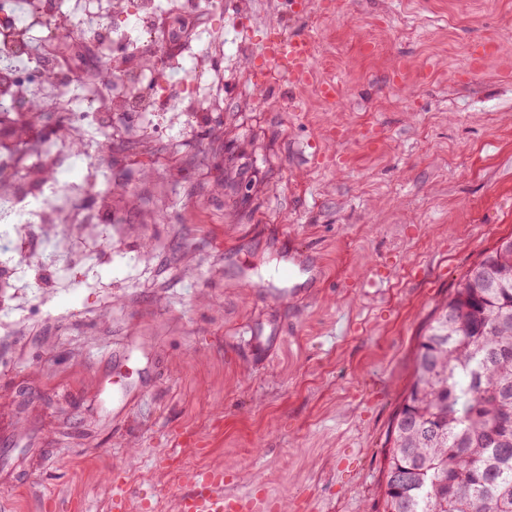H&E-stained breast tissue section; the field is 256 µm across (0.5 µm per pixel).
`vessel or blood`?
I'll return each mask as SVG.
<instances>
[{
  "mask_svg": "<svg viewBox=\"0 0 512 512\" xmlns=\"http://www.w3.org/2000/svg\"><path fill=\"white\" fill-rule=\"evenodd\" d=\"M315 38L309 33L283 34L277 25H270L268 36L247 56L246 72L255 87H264L266 71L284 72L293 87H303L313 74L311 59ZM224 474L216 470L192 473L190 489L181 493L179 512H275L277 505L263 492L230 497L224 493ZM108 491L115 512H127L132 497L130 486L121 471H114Z\"/></svg>",
  "mask_w": 512,
  "mask_h": 512,
  "instance_id": "b4317fda",
  "label": "vessel or blood"
}]
</instances>
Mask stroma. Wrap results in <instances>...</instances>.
<instances>
[{"instance_id":"35a3bbf8","label":"stroma","mask_w":512,"mask_h":512,"mask_svg":"<svg viewBox=\"0 0 512 512\" xmlns=\"http://www.w3.org/2000/svg\"><path fill=\"white\" fill-rule=\"evenodd\" d=\"M327 17L283 0L194 12L224 46V101L152 147L160 172L103 133L112 213L34 225L5 253L0 291V512H112L223 470L288 512H381L384 452L436 304L512 236V0H335ZM314 31L333 105L313 90H254L244 67L268 23ZM375 55H365L366 44ZM411 70L391 80L396 62ZM82 260L70 265L59 238ZM319 266L317 280L274 263ZM301 293L289 297L288 290ZM184 467L154 465L176 437ZM108 491L112 499V506L114 511L122 512L130 510L129 502L132 497L130 486L120 470L113 472L112 477L108 482Z\"/></svg>"}]
</instances>
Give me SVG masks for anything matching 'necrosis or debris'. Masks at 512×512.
<instances>
[{
    "label": "necrosis or debris",
    "mask_w": 512,
    "mask_h": 512,
    "mask_svg": "<svg viewBox=\"0 0 512 512\" xmlns=\"http://www.w3.org/2000/svg\"><path fill=\"white\" fill-rule=\"evenodd\" d=\"M43 13L42 0H0V108L17 112L38 99L65 112L79 110L81 120L52 138L47 153L0 155L1 176L11 175L23 160L31 172L0 200L16 217L12 234L19 242L33 224L99 223L109 196H99L94 209L79 201L100 182L104 167L74 154L73 144L96 139L101 113L117 126L128 114L141 115L137 130L150 137L158 113L206 111V97H217L224 84L211 49L189 62L160 50V33L178 37L191 28L187 15L164 13L162 0H66L51 26L42 23ZM60 26L74 37L65 50L56 41ZM90 40L97 45L95 65L113 73L112 102L106 107L100 103L101 85L84 65L83 48Z\"/></svg>",
    "instance_id": "1"
}]
</instances>
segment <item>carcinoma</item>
Here are the masks:
<instances>
[{
    "label": "carcinoma",
    "mask_w": 512,
    "mask_h": 512,
    "mask_svg": "<svg viewBox=\"0 0 512 512\" xmlns=\"http://www.w3.org/2000/svg\"><path fill=\"white\" fill-rule=\"evenodd\" d=\"M24 123L0 111V139ZM455 313L448 328V313ZM383 512H512V278L479 288L465 273L419 343L388 436Z\"/></svg>",
    "instance_id": "1"
}]
</instances>
